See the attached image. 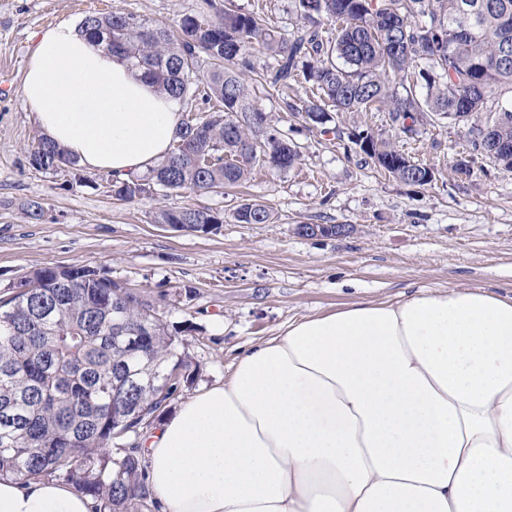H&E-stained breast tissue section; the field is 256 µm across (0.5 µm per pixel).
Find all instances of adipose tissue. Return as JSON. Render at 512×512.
I'll list each match as a JSON object with an SVG mask.
<instances>
[{"label":"adipose tissue","mask_w":512,"mask_h":512,"mask_svg":"<svg viewBox=\"0 0 512 512\" xmlns=\"http://www.w3.org/2000/svg\"><path fill=\"white\" fill-rule=\"evenodd\" d=\"M47 138L126 180L168 153L178 100L69 21L22 86ZM163 512H512V295L359 300L250 344L145 442ZM0 512H89L67 485L0 481Z\"/></svg>","instance_id":"1"}]
</instances>
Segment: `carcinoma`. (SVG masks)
I'll use <instances>...</instances> for the list:
<instances>
[{"instance_id": "obj_1", "label": "carcinoma", "mask_w": 512, "mask_h": 512, "mask_svg": "<svg viewBox=\"0 0 512 512\" xmlns=\"http://www.w3.org/2000/svg\"><path fill=\"white\" fill-rule=\"evenodd\" d=\"M303 23L282 35L224 0L213 18L184 16L177 28L132 13L86 16L92 39L147 71L156 89L198 114L180 123L175 147L147 173L110 181L112 196L140 200L213 193L245 182L259 167L285 172L300 154L268 124L246 81L311 85L301 108L315 125L328 112L388 113L395 136L446 119L468 130V158L512 173V0H295ZM336 24L323 38L321 19ZM274 56L257 68L253 44ZM348 140L393 178L423 187L434 170L372 129ZM38 170L77 160L41 136ZM239 224H270L272 211L244 200ZM157 224L209 233L224 209L182 206L155 213ZM0 299V481L54 480L89 500V512H158L139 437L197 369L153 305L112 279L105 264L54 265L9 281Z\"/></svg>"}]
</instances>
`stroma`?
Returning <instances> with one entry per match:
<instances>
[{"label": "stroma", "mask_w": 512, "mask_h": 512, "mask_svg": "<svg viewBox=\"0 0 512 512\" xmlns=\"http://www.w3.org/2000/svg\"><path fill=\"white\" fill-rule=\"evenodd\" d=\"M268 27L301 23L292 0H237ZM130 12L162 26L186 15L212 17L208 0H0V296L14 277L52 265L105 264L112 277L155 306L198 376L167 407L175 412L202 389L223 383L240 348L281 333L288 323L363 299L398 301L420 288L460 287L512 295V173L477 160L456 173L466 128L440 121L398 139L412 160L433 167L426 187L406 185L375 167L346 137L370 127L390 138L383 112H336L328 132L307 126L287 104L303 105L305 85L262 88L258 107L271 127L300 148L285 172L254 170L243 186L211 193L116 200L105 172L82 184L64 171L34 169L41 130L21 88L35 33L86 15ZM273 212L270 224H239L240 199ZM40 200L31 222L21 205ZM221 208L210 233L154 221L162 208ZM300 224H350L344 237H302Z\"/></svg>", "instance_id": "obj_1"}]
</instances>
